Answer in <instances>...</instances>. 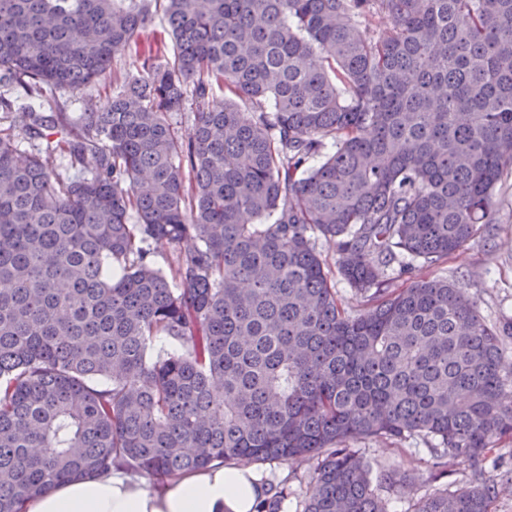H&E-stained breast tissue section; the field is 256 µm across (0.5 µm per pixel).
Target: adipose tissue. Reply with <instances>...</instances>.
Instances as JSON below:
<instances>
[{
    "instance_id": "ef3b65f1",
    "label": "adipose tissue",
    "mask_w": 512,
    "mask_h": 512,
    "mask_svg": "<svg viewBox=\"0 0 512 512\" xmlns=\"http://www.w3.org/2000/svg\"><path fill=\"white\" fill-rule=\"evenodd\" d=\"M265 492L260 476L246 465L198 470L154 492L111 468L61 483L26 501L22 512H254Z\"/></svg>"
}]
</instances>
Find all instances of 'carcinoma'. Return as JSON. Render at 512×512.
Segmentation results:
<instances>
[{
  "mask_svg": "<svg viewBox=\"0 0 512 512\" xmlns=\"http://www.w3.org/2000/svg\"><path fill=\"white\" fill-rule=\"evenodd\" d=\"M152 1L173 59L113 71L77 116L33 104L94 83ZM0 83L25 95L0 96V512L112 466L292 459L314 462L302 512H388L349 448L385 437L471 469L412 512H494L512 320L436 271L500 229L512 0H0ZM58 150L81 169L52 168ZM407 257L433 275L386 287ZM317 249L320 251L322 258L326 260L327 265L332 269V271H336V291L338 297L341 298L348 307L356 308L359 304L358 300H356L348 284L337 272L335 266L336 255L334 250L322 238L317 241Z\"/></svg>",
  "mask_w": 512,
  "mask_h": 512,
  "instance_id": "1",
  "label": "carcinoma"
}]
</instances>
